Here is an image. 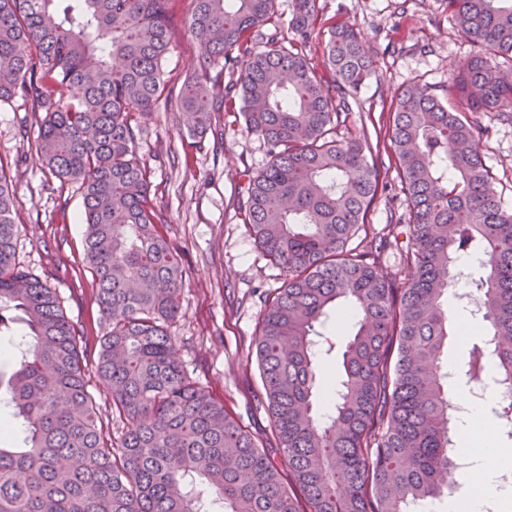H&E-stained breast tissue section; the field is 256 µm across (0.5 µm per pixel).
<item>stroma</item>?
I'll return each instance as SVG.
<instances>
[{
    "mask_svg": "<svg viewBox=\"0 0 512 512\" xmlns=\"http://www.w3.org/2000/svg\"><path fill=\"white\" fill-rule=\"evenodd\" d=\"M189 0H175L172 43L163 69L166 89L152 109L134 116L137 154L149 173L160 228L184 267L182 314L168 326L177 359L192 378L224 402L238 422L266 447H274L272 422L258 402L255 341L267 293L286 276L257 248L239 210L247 173L267 160L263 141L243 122L219 112L211 129L192 136L179 104L185 84L203 77V51L189 32ZM353 25L375 53L376 74L349 101L336 129L340 140L366 142L380 161V185L365 222L380 230L404 224L409 209L391 144L392 102L414 81L439 87L478 51L459 32L443 0H317V19L305 54L322 67L334 23ZM481 128V152L504 209L512 211V123L497 113L473 112ZM37 126L20 104L0 106V166L15 186L19 226L17 261L56 288L79 331L81 363L99 410L102 431L120 442L128 423L112 406L95 364L107 328L97 285L83 261V200L76 186L61 185L42 167Z\"/></svg>",
    "mask_w": 512,
    "mask_h": 512,
    "instance_id": "stroma-1",
    "label": "stroma"
}]
</instances>
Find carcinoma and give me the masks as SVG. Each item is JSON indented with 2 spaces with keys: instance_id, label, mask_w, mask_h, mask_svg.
<instances>
[{
  "instance_id": "1",
  "label": "carcinoma",
  "mask_w": 512,
  "mask_h": 512,
  "mask_svg": "<svg viewBox=\"0 0 512 512\" xmlns=\"http://www.w3.org/2000/svg\"><path fill=\"white\" fill-rule=\"evenodd\" d=\"M171 0H0V105L38 116L36 150L83 197L85 261L108 331L96 368L130 426L105 438L88 391L79 334L48 282L16 262L14 190L0 164V338L22 324L12 370L0 371V512H413L459 487L453 393L489 387L512 439V212L501 205L467 119L512 122V0H444L480 48L439 95L398 90L392 143L409 222L369 233L380 173L365 145L336 139L347 98L375 76L353 27H331L327 81L308 61L316 0H291L283 44L266 28L275 0H191L189 28L208 67L228 74L225 111L267 147L240 210L260 252L288 273L268 295L255 341L275 461L173 358L166 325L180 314L184 270L159 227L132 114L165 90ZM78 89L63 104L53 88ZM181 107L204 134L216 112L205 81ZM364 233L356 246L351 241ZM399 248L406 282L380 260ZM483 256L465 282L482 334L448 382V291L459 257ZM338 303L354 307L341 347L325 334ZM341 356L327 418L320 367ZM304 500L306 510L298 508Z\"/></svg>"
}]
</instances>
